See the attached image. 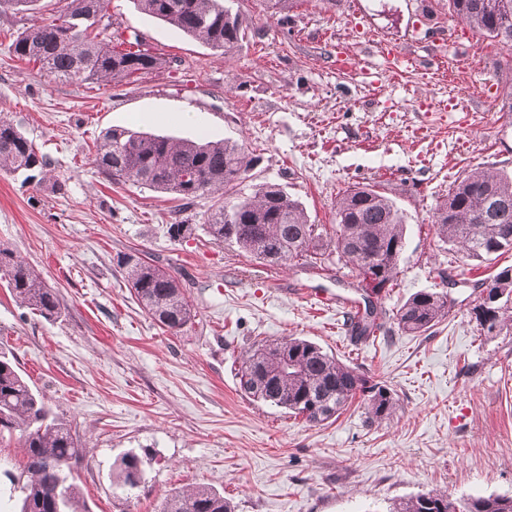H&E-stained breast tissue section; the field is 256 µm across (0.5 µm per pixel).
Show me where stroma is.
Here are the masks:
<instances>
[{
  "instance_id": "obj_1",
  "label": "stroma",
  "mask_w": 512,
  "mask_h": 512,
  "mask_svg": "<svg viewBox=\"0 0 512 512\" xmlns=\"http://www.w3.org/2000/svg\"><path fill=\"white\" fill-rule=\"evenodd\" d=\"M38 13L0 12V117L49 163L42 183L0 172V246L28 262L61 303L33 314L0 280V352L63 415L82 443L78 512H155L172 492L209 486L235 512H387L431 491L512 496V329L484 338L470 320L481 283L512 265L461 262L431 223L475 169L512 174V50L469 28L448 0H300L288 15L265 0H229L245 31L232 55L110 0L166 67L128 84L62 82L9 51ZM472 56L455 80L437 69ZM244 144L245 192L279 184L311 223L370 185L401 208L407 246L378 303L386 314L423 289L451 310L421 336L387 322L352 339L347 312L321 295L363 300L340 263L267 265L201 231L214 196L178 200L113 185L93 161L107 130ZM195 236L171 240L175 219ZM138 251L178 277L196 317L176 336L143 311L116 264ZM308 339L386 385L392 420L360 401L313 426L242 394L239 357L257 340ZM144 460L140 486L113 481L116 462Z\"/></svg>"
}]
</instances>
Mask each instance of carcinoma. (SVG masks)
<instances>
[{
	"instance_id": "cac0c4a2",
	"label": "carcinoma",
	"mask_w": 512,
	"mask_h": 512,
	"mask_svg": "<svg viewBox=\"0 0 512 512\" xmlns=\"http://www.w3.org/2000/svg\"><path fill=\"white\" fill-rule=\"evenodd\" d=\"M457 19L512 49V0H449ZM134 7L202 40L229 55L243 39L238 13L225 0H133ZM12 54L41 66L58 80L129 81L168 64L142 46L139 34L114 26L107 0H54L53 18L31 24L11 44ZM94 161L114 184H136L168 193L191 205L204 194L219 193L208 216L206 233L216 242L231 241L272 266L288 267L302 260L324 265L326 228L309 222L301 203L276 184L261 185L254 195L235 188L246 179L250 159L243 145L172 139L145 131L112 129L95 146ZM48 162L38 154L18 126L0 118V171L23 172L42 182ZM439 239L457 248L464 260L492 259L512 251V176L499 170L471 172L448 193L435 212ZM196 232V225L179 221L168 227L174 241ZM338 261L357 276L364 268L379 284L394 281L406 247V224L394 201L370 186H356L336 210ZM127 287L145 313L164 331L177 335L194 317L192 304L176 276L136 253L118 259ZM0 278L13 295L44 318L60 312L56 292L21 257L0 248ZM448 294L420 290L396 311L393 319L404 333L423 335L448 315ZM470 320L486 336H498L512 322V267H504L481 283ZM386 314L367 302L350 320L358 340L381 330ZM239 388L255 401L286 410L317 425L338 417L358 396L373 422L392 418L396 400L383 385L370 383L356 368L299 337L258 343L242 358ZM18 434L29 478L22 486L21 512H72L80 487L70 477L80 444L71 425L46 408L38 392L8 357L0 354V436ZM143 460L123 456L117 465V486L139 487ZM159 512H234L224 494L198 487L167 497ZM389 512H512V496L489 495L453 499L445 492H428L397 499Z\"/></svg>"
}]
</instances>
